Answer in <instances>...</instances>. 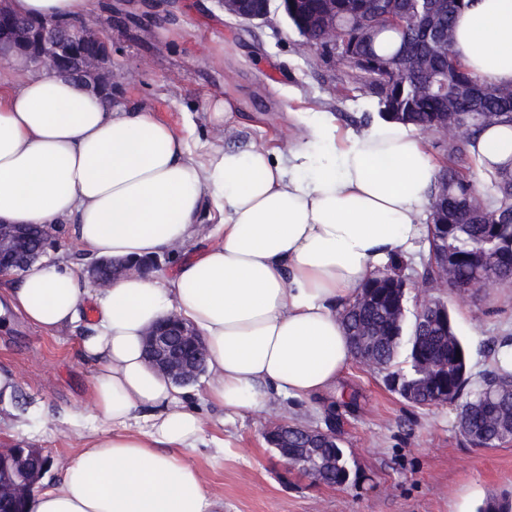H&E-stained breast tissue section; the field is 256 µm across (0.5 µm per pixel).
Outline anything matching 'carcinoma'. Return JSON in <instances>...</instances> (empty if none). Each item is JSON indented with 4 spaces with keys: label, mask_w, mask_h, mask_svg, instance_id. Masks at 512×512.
<instances>
[{
    "label": "carcinoma",
    "mask_w": 512,
    "mask_h": 512,
    "mask_svg": "<svg viewBox=\"0 0 512 512\" xmlns=\"http://www.w3.org/2000/svg\"><path fill=\"white\" fill-rule=\"evenodd\" d=\"M409 0H343L342 11L351 14L366 9L391 15L404 9ZM468 0H448L432 25L420 21L404 27L380 22L373 34L359 39L363 54L382 59H398L400 54L421 58L431 75L448 78V99L421 92L425 77L413 74L395 83L392 93L399 105L412 109L404 118L426 129L434 114L442 111L448 119L465 127L466 138L448 141V157L469 154L468 147L489 125L474 112L473 90L481 85L453 54L434 52L443 38L453 41V23ZM509 86L480 103L484 112L496 113L494 122L512 123V94ZM493 194H479L471 180L452 167L442 170V185L432 208L446 223L429 227L430 248L448 259V288L462 283L483 285L488 280L512 283V175L493 177ZM374 288L367 306L349 303L341 312L346 334L355 355L373 359L390 380L388 387L417 407H429L441 389L448 388V402L458 404L460 435L479 448H495L512 441V353L502 340L489 349L491 369L480 383L473 381L466 347L457 336L451 313L441 320L418 322L399 315L405 294L389 279L375 278L365 283ZM325 456L342 457L343 470H331L313 461L300 473L329 487L352 483L348 458L339 442L328 441Z\"/></svg>",
    "instance_id": "1"
}]
</instances>
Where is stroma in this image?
I'll return each mask as SVG.
<instances>
[{"label":"stroma","mask_w":512,"mask_h":512,"mask_svg":"<svg viewBox=\"0 0 512 512\" xmlns=\"http://www.w3.org/2000/svg\"><path fill=\"white\" fill-rule=\"evenodd\" d=\"M177 22L136 29L113 23L111 64L124 77L114 106H147L186 137L193 153L209 146L257 144L287 152L303 140L301 113L334 116L340 130H356L377 111L351 71L308 43L282 11L244 23L219 0H177ZM231 107L214 123L209 103ZM216 226L202 220L192 242L160 257L155 274L168 281L192 252L212 244ZM45 262L73 271L87 259L72 223L57 225ZM469 351L474 377L491 367L489 343L512 336V287L483 288L465 296L442 292ZM74 331L47 335L15 313L0 315V367L17 378L10 401H0V446L42 449L51 459L44 485L60 480L92 431L111 424L90 409L93 369L75 355ZM208 378L190 384L191 405L203 433L184 455L201 470L216 512H476L492 497L512 498V443L477 448L457 430L453 405L416 407L391 392L384 375L352 362L335 389L299 401L280 396L265 407L229 416L206 397ZM336 428L354 483L328 487L289 470L263 438L279 419Z\"/></svg>","instance_id":"1"}]
</instances>
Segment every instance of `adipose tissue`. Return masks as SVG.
I'll return each instance as SVG.
<instances>
[{"instance_id": "adipose-tissue-1", "label": "adipose tissue", "mask_w": 512, "mask_h": 512, "mask_svg": "<svg viewBox=\"0 0 512 512\" xmlns=\"http://www.w3.org/2000/svg\"><path fill=\"white\" fill-rule=\"evenodd\" d=\"M14 8L35 19L91 13L90 0ZM453 49L480 82L511 85L512 0H474L455 18ZM9 68L22 80L0 84V222L71 218L83 252L128 260L184 243L205 210L221 226L165 286L133 274L94 293L55 264L10 284L13 310L50 335L93 308L77 352L93 367L92 407L112 424L31 512H211L200 470L180 454L202 420L146 363V330L173 313L193 325L208 349L207 396L236 412L333 388L354 359L339 313L394 255L427 247L437 165L416 127L378 117L344 138L334 119L308 124L324 146L316 155L296 144L198 157L143 108L114 110L19 55ZM470 151L481 174L512 171V125L486 128Z\"/></svg>"}]
</instances>
